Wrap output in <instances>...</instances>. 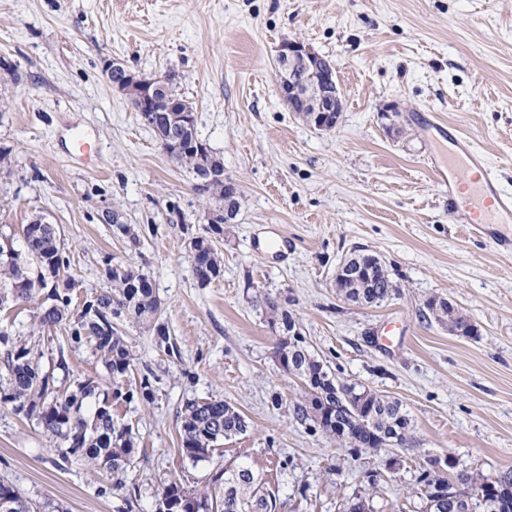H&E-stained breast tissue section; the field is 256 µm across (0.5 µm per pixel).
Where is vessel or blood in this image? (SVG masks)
<instances>
[{
  "label": "vessel or blood",
  "mask_w": 512,
  "mask_h": 512,
  "mask_svg": "<svg viewBox=\"0 0 512 512\" xmlns=\"http://www.w3.org/2000/svg\"><path fill=\"white\" fill-rule=\"evenodd\" d=\"M419 123L449 143L447 157L431 156L429 169L435 184L448 194V215L473 227L477 237L512 253V191L504 190L485 154L436 113L417 116Z\"/></svg>",
  "instance_id": "b4317fda"
}]
</instances>
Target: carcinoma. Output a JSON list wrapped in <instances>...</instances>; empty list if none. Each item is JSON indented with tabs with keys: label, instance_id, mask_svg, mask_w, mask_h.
Instances as JSON below:
<instances>
[{
	"label": "carcinoma",
	"instance_id": "cac0c4a2",
	"mask_svg": "<svg viewBox=\"0 0 512 512\" xmlns=\"http://www.w3.org/2000/svg\"><path fill=\"white\" fill-rule=\"evenodd\" d=\"M179 166L188 169L195 180L206 179L205 192L220 203H229L231 211L238 212L239 199L227 201L224 196V166L206 152L197 155L189 138H184L181 151L170 154ZM224 227L211 224L207 233L191 237L192 270L198 283L210 284L223 275V257L212 245L210 236L221 235ZM24 246L8 248L15 242L14 234L0 230V295L4 302L28 300L34 288L48 289L51 304L39 307L35 318L42 326L55 327L64 333L67 342L90 345L102 359L112 382L102 391L101 383L84 378L77 381L63 397L55 395L54 372L43 369L40 354L35 347L13 337L8 327H0V345L5 348L7 378L0 382V406H7L16 414L37 421L49 437L61 441L62 459H75L89 465H104L114 474L127 471L135 454V437L131 427L119 424L112 413L95 409L88 414L92 400L131 399L134 391L123 390L121 378L134 367V358L118 333L116 322L130 318L153 324L156 343L169 345V334L160 323V302L154 288L142 272L121 264L106 263L102 277L106 289L85 299L79 313L71 310L73 279L69 274L71 259L64 249L56 225L43 222L36 215L22 230ZM351 263L342 278L336 280L339 295L345 300L376 306L388 294H398L386 264L377 265L358 249L351 252ZM265 310L282 332L275 356L288 366V373L303 380V403L294 407L296 418L310 419L308 407L319 411L318 427L344 447L359 449L358 443H373L378 448L384 439H394L403 430L406 436L399 445H408L413 439L414 425L403 404L364 387L333 380L335 386L317 387L312 379L329 371L302 337L288 335V325L294 316L279 300L263 297ZM425 319H434L448 325V330L462 331V335L479 337L471 319L457 305L444 298L432 297L425 303ZM347 424L354 435L348 441L336 434V419ZM247 432L242 414L222 400L205 403H186L181 423V452L193 461L206 459L214 451V443ZM451 488L462 499L472 493H483L482 500L474 502L475 512H512V474L497 477L471 473L465 470L452 477ZM168 512H276L277 497L262 477L248 465L234 461L224 464L216 473L209 489L194 493L180 483H168L162 492Z\"/></svg>",
	"mask_w": 512,
	"mask_h": 512
}]
</instances>
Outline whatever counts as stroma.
I'll list each match as a JSON object with an SVG mask.
<instances>
[{
	"mask_svg": "<svg viewBox=\"0 0 512 512\" xmlns=\"http://www.w3.org/2000/svg\"><path fill=\"white\" fill-rule=\"evenodd\" d=\"M286 39L334 64L342 111L332 130L283 100L275 58ZM112 59L175 74L200 139L238 187L235 222L212 238L224 274L208 286L187 243L217 201L195 191L108 83ZM428 109L473 138L512 191V0H0V148L11 151L0 225L18 233L35 214L57 225L73 310L103 288L105 262L148 275L177 347L159 348L151 326L118 324L135 357L124 388L146 376L153 391L112 405L135 434L123 476L62 462L36 421L0 408V478L49 512H156L169 481L201 489L243 460L275 492L277 512H345L357 496L371 512H422L426 458L453 461L444 478L512 473V255L449 219L426 168L437 144L414 119ZM82 134L87 156L74 151ZM108 210L138 242L104 221ZM356 249L386 263L398 295L367 307L337 293V268ZM267 293L287 301L339 380L402 402L412 445L355 451L296 420L300 381L281 370L255 306ZM434 295L457 303L479 339L424 320ZM35 309H2L0 323L39 344L43 367L65 356L58 392L106 378L89 345L41 329ZM211 399L248 429L194 462L180 452L182 412Z\"/></svg>",
	"mask_w": 512,
	"mask_h": 512,
	"instance_id": "1",
	"label": "stroma"
}]
</instances>
